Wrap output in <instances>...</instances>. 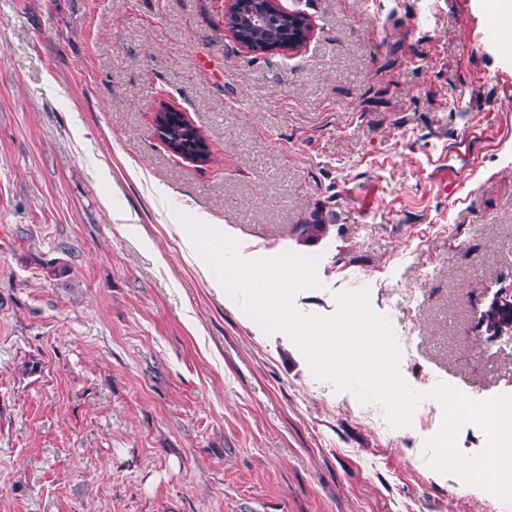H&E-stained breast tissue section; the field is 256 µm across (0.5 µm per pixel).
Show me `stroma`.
I'll return each mask as SVG.
<instances>
[{
	"mask_svg": "<svg viewBox=\"0 0 512 512\" xmlns=\"http://www.w3.org/2000/svg\"><path fill=\"white\" fill-rule=\"evenodd\" d=\"M278 3L296 50L241 43L225 0H0V512H512L427 462L430 390L512 395V332L479 322L512 285V52L484 0ZM165 108L210 162L167 149ZM199 213L242 258L317 257L301 313L367 289L410 425L211 287ZM509 25L510 22L504 20L498 14L491 12L486 20L484 34L488 40L500 44L504 50L511 52V44L504 41L502 38L504 30ZM336 213L328 210L326 213L318 212L312 215L305 224H299V235L304 242H314L321 238L327 230L329 224H335Z\"/></svg>",
	"mask_w": 512,
	"mask_h": 512,
	"instance_id": "stroma-1",
	"label": "stroma"
}]
</instances>
